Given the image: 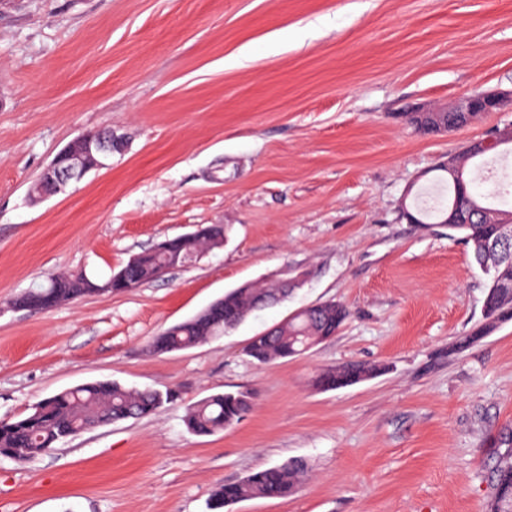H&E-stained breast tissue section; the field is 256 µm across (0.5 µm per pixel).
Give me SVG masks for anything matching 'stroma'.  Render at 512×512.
<instances>
[{"instance_id":"stroma-1","label":"stroma","mask_w":512,"mask_h":512,"mask_svg":"<svg viewBox=\"0 0 512 512\" xmlns=\"http://www.w3.org/2000/svg\"><path fill=\"white\" fill-rule=\"evenodd\" d=\"M512 90V0H0V421L94 381L176 392L20 463L0 456V512H209L213 491L291 460L300 488L224 512H488L512 434V322L461 352L486 277L407 190L512 103L443 134L411 113ZM112 161L33 200L79 133ZM201 224L224 242L126 292L49 310L15 297L47 276L106 280ZM288 300L234 331L153 353L154 336L283 266ZM341 302L340 331L259 363L247 343L292 312ZM346 363L376 376L330 391ZM242 391L250 412L210 436L189 405ZM76 139L82 140L84 149L87 154L100 157V161L97 162V167L102 168L105 165L110 155L112 159V130L108 128L105 132L95 131L93 133H83L77 136ZM375 368L363 365H343L319 373L314 384L321 390H335L371 377Z\"/></svg>"}]
</instances>
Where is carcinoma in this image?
<instances>
[{
    "label": "carcinoma",
    "mask_w": 512,
    "mask_h": 512,
    "mask_svg": "<svg viewBox=\"0 0 512 512\" xmlns=\"http://www.w3.org/2000/svg\"><path fill=\"white\" fill-rule=\"evenodd\" d=\"M478 116L476 112H417L413 117L418 128L427 133H444L466 125ZM481 157L478 147L464 150L438 170L436 200L408 213L416 224H446L459 233L471 247L472 256L487 276L486 290L489 302L484 308L483 323L457 345L462 349L487 335L499 325L512 321V242L504 247L508 257L505 263L485 258L481 252L484 238L497 232V224L469 222L454 216V205L460 184L470 192L475 209L495 214L512 213V207L502 209L481 200L473 189L475 178L469 165ZM33 195L56 193L50 173H41L32 186ZM226 234L222 224H206L200 234L188 238L167 240L154 248L131 258L107 280H93L83 272L57 274L44 284H38L14 300L18 308L48 310L79 297L121 292L137 288L160 277L164 266L176 267L185 257L195 255L207 247L220 245ZM279 291L265 283L257 288L233 289L193 318L173 325L153 338L154 351L164 354L192 348L212 337L222 336L242 323V316L254 309L260 297L267 305L280 304L288 296L277 298ZM349 317L346 306L340 303L318 304L299 312L288 327L269 338H260L246 347L247 356L259 363L292 357L306 343L331 338ZM375 369L363 365H343L319 373L314 384L321 390H335L371 377ZM173 401L170 394L152 391H129L108 381H95L58 392L36 403L29 413L11 421L0 422V456L26 462L54 445L74 435L86 425L93 427L107 422L143 417L155 413L164 403ZM250 397L243 392L214 394L191 406L186 414L188 430L195 435H212L238 423L250 410ZM507 446L505 456L494 470L496 494L489 512H512V436L501 440ZM306 466L302 461H289L259 469L240 482L226 483L212 495L210 512L240 501L255 498H284L293 494L302 482Z\"/></svg>",
    "instance_id": "obj_1"
}]
</instances>
